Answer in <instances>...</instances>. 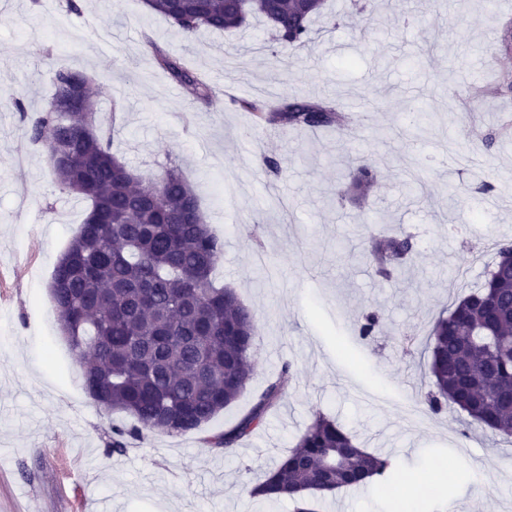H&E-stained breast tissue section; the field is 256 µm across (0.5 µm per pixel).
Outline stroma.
I'll return each mask as SVG.
<instances>
[{"label":"stroma","mask_w":512,"mask_h":512,"mask_svg":"<svg viewBox=\"0 0 512 512\" xmlns=\"http://www.w3.org/2000/svg\"><path fill=\"white\" fill-rule=\"evenodd\" d=\"M331 0L316 36L269 65L262 25L187 38L142 0H0V512H295L250 497L249 486L294 446L315 413L336 420L396 468L391 491L343 490L318 512H390L416 498L441 467L455 477L430 512H512V442L463 430L453 411L414 421L431 384L427 336L435 318L484 277L472 251L487 235L512 241V134L486 155L473 148L512 121V89L472 110L469 86L512 31V0ZM212 85L194 102L156 62L153 46ZM93 80L96 121L112 150L141 174L178 166L224 240L216 285L256 316L257 361L244 394L190 435L155 432L112 452L120 412L97 404L63 338L48 284L87 204L60 189L32 117L50 107L57 69ZM21 96L24 108L11 99ZM331 97L348 117L339 133L262 125L229 96ZM286 158L281 176L261 158ZM361 159L378 175L368 205L347 191ZM412 236L417 252L390 281L368 268V227ZM383 326L361 339L365 311ZM294 376L277 408L232 452L204 444L245 414L283 362Z\"/></svg>","instance_id":"1"}]
</instances>
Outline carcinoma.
Wrapping results in <instances>:
<instances>
[{"mask_svg": "<svg viewBox=\"0 0 512 512\" xmlns=\"http://www.w3.org/2000/svg\"><path fill=\"white\" fill-rule=\"evenodd\" d=\"M183 35L225 32L251 20L275 32L281 51L312 40L311 21L325 0H185L180 14L171 0H149ZM158 64L195 98L212 101V89L180 61L155 49ZM85 73L61 68L53 102L68 99ZM232 103L260 121L291 129L340 132L347 116L329 100L284 98L269 107L260 100ZM30 139L67 155L52 174L58 186L89 202L84 222L59 259L50 282L61 331L83 361L84 383L97 403L131 418L112 426V451L122 453L147 432L186 435L200 431L247 389L256 352L255 316L231 288L217 287L215 267L224 240L201 212L197 195L179 169L161 175L134 173L112 153V137L96 130L94 114L52 106L30 122ZM350 187L366 195L377 173L364 161L349 164ZM367 263L392 277L414 252L411 237L367 228ZM381 326L367 311L358 334L369 339ZM433 413L452 409L467 417L465 429L488 427L512 435V266L495 261L475 288L455 301L429 331ZM292 365L275 379L227 430L205 438L213 448L233 450L253 435L279 404ZM393 461L362 448L336 420L323 414L300 435L250 495L290 500L295 512H314L315 501L373 479L388 484Z\"/></svg>", "mask_w": 512, "mask_h": 512, "instance_id": "cac0c4a2", "label": "carcinoma"}]
</instances>
